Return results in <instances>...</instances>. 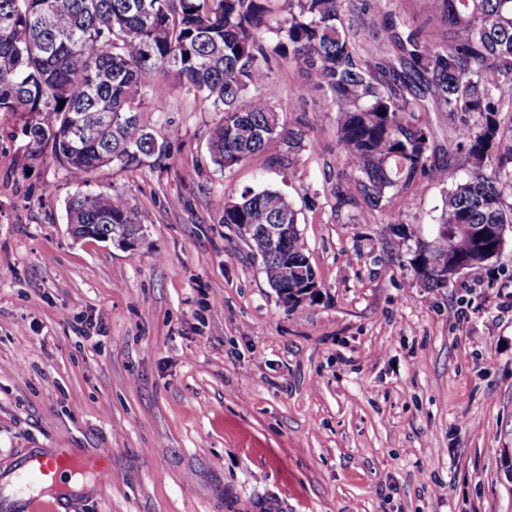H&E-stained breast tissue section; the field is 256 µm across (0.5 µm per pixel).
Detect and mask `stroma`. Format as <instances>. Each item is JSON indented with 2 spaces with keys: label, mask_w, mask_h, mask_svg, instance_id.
Wrapping results in <instances>:
<instances>
[{
  "label": "stroma",
  "mask_w": 512,
  "mask_h": 512,
  "mask_svg": "<svg viewBox=\"0 0 512 512\" xmlns=\"http://www.w3.org/2000/svg\"><path fill=\"white\" fill-rule=\"evenodd\" d=\"M273 85L314 149L223 170L198 98L145 108L165 160L88 184L139 208L133 252L71 236L77 178L0 112V497L24 458L80 448L112 475L74 492L77 512H225L228 489L279 494L286 512H512V246L423 288L380 212L336 205L352 173L328 95L289 66ZM421 118L448 167L403 191L408 230L429 241L467 169L447 113ZM247 187L295 204L316 299L283 305L222 224Z\"/></svg>",
  "instance_id": "stroma-1"
}]
</instances>
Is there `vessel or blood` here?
I'll use <instances>...</instances> for the list:
<instances>
[{
    "label": "vessel or blood",
    "mask_w": 512,
    "mask_h": 512,
    "mask_svg": "<svg viewBox=\"0 0 512 512\" xmlns=\"http://www.w3.org/2000/svg\"><path fill=\"white\" fill-rule=\"evenodd\" d=\"M82 471L94 473L102 489L111 477L108 458L102 454L57 448L48 454L24 459L16 468L17 481L23 488L16 500L19 512H70L71 500L50 495L49 490L58 486L64 474ZM227 509L228 512H283L284 506L276 496L244 500L232 493L227 499Z\"/></svg>",
    "instance_id": "b4317fda"
}]
</instances>
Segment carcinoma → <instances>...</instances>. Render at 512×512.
I'll list each match as a JSON object with an SVG mask.
<instances>
[{
	"label": "carcinoma",
	"mask_w": 512,
	"mask_h": 512,
	"mask_svg": "<svg viewBox=\"0 0 512 512\" xmlns=\"http://www.w3.org/2000/svg\"><path fill=\"white\" fill-rule=\"evenodd\" d=\"M344 0H288V16L272 15L269 0H0V112L27 116L30 142L51 145L52 157L87 177L108 165L138 169L159 162L165 147L142 120V108L167 111L174 91L192 94L220 114L208 150L222 169L265 151L314 142L289 129L272 104L271 58L305 73L336 107V136L350 183H337V207L355 198L385 214L386 232L403 228L400 186L436 171L430 132L419 113L431 94L456 131L467 178L451 188L433 239L411 258L429 289L442 288L452 261L481 246L458 225L512 224V0H433L447 31L419 27L385 0L382 38L394 42L399 66L376 59L345 23ZM65 104H60V101ZM288 211L284 255L263 266L271 288L288 284L283 265L307 264L297 211L277 189H245L222 204L221 223L245 236L252 255L267 239L246 224H277ZM67 223L100 234L115 224L142 228L134 205L110 192L78 191L66 204Z\"/></svg>",
	"instance_id": "1"
}]
</instances>
